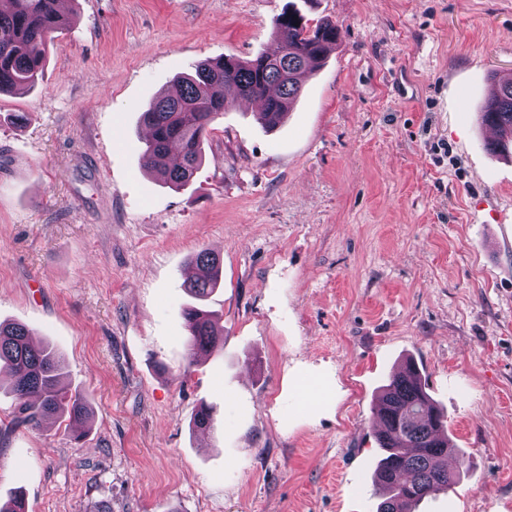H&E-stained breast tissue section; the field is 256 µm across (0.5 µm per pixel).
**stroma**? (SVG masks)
I'll use <instances>...</instances> for the list:
<instances>
[{
  "label": "stroma",
  "instance_id": "stroma-1",
  "mask_svg": "<svg viewBox=\"0 0 512 512\" xmlns=\"http://www.w3.org/2000/svg\"><path fill=\"white\" fill-rule=\"evenodd\" d=\"M290 7L336 23L335 51L276 128L232 103L194 178L163 185L144 107L201 60L273 49ZM61 8L42 78L0 95V321L62 354L92 418L13 425L0 380V504L376 512V399L411 359L462 473L419 512H512V156L478 120L512 75V0ZM203 249L224 346L191 367ZM189 266L195 273L184 282V287L195 299L207 297L218 287L221 278L220 257L210 251H199Z\"/></svg>",
  "mask_w": 512,
  "mask_h": 512
}]
</instances>
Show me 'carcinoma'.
<instances>
[{
	"label": "carcinoma",
	"mask_w": 512,
	"mask_h": 512,
	"mask_svg": "<svg viewBox=\"0 0 512 512\" xmlns=\"http://www.w3.org/2000/svg\"><path fill=\"white\" fill-rule=\"evenodd\" d=\"M0 10V93L29 89L41 77L47 42L67 21L58 0H11ZM278 48L241 60L226 56L197 63L194 74L178 79L174 95L152 100L141 113L150 130L143 166L173 188L185 186L202 164V145L211 122L224 114L232 88L241 98L260 104V117L273 128L297 101L307 75L318 69L336 46V24L314 26L297 10L275 21ZM493 87L481 108L480 120L496 130L489 149L512 151V79L492 76ZM190 266L194 275L184 287L202 299L218 287L220 257L198 252ZM188 332V366L224 344V327L193 305L183 310ZM22 324L0 322V377L7 378L18 410L13 423L39 427L64 415L85 422L91 408L64 386V363L49 345H35ZM375 440L384 452L375 470L383 489L376 512H416L424 498L456 484L448 470V454L456 452L446 431L444 415L425 391L419 369L406 363L384 386L376 405Z\"/></svg>",
	"instance_id": "obj_1"
}]
</instances>
